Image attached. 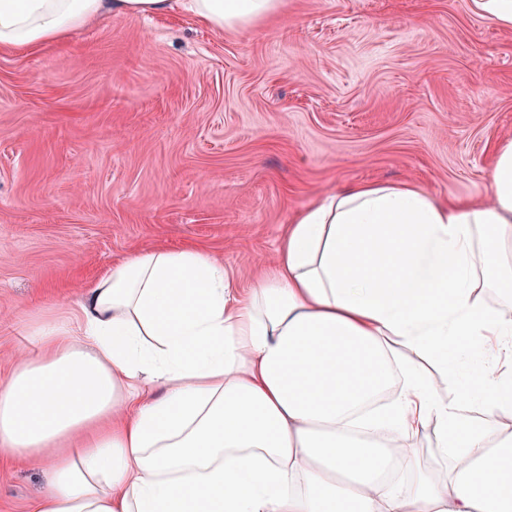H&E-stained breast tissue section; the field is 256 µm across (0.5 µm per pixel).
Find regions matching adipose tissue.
I'll use <instances>...</instances> for the list:
<instances>
[{"instance_id": "ef3b65f1", "label": "adipose tissue", "mask_w": 512, "mask_h": 512, "mask_svg": "<svg viewBox=\"0 0 512 512\" xmlns=\"http://www.w3.org/2000/svg\"><path fill=\"white\" fill-rule=\"evenodd\" d=\"M285 0H0V52L102 19L245 30ZM487 200L364 183L302 210L249 290L192 248L117 259L0 380L29 512H512V139ZM453 379L442 397L430 368ZM433 428L446 477L416 471ZM400 462H393L394 451Z\"/></svg>"}]
</instances>
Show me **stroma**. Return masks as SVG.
<instances>
[{
    "mask_svg": "<svg viewBox=\"0 0 512 512\" xmlns=\"http://www.w3.org/2000/svg\"><path fill=\"white\" fill-rule=\"evenodd\" d=\"M505 138L512 29L470 0H286L224 33L109 19L0 55V377L115 259L193 247L247 289L323 194L483 198ZM45 482L44 463L0 462V512Z\"/></svg>",
    "mask_w": 512,
    "mask_h": 512,
    "instance_id": "35a3bbf8",
    "label": "stroma"
}]
</instances>
